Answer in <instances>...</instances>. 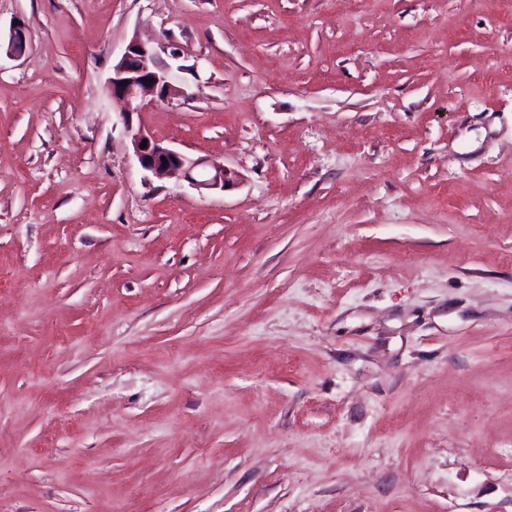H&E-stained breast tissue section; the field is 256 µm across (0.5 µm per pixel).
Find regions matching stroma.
Wrapping results in <instances>:
<instances>
[{"label": "stroma", "mask_w": 512, "mask_h": 512, "mask_svg": "<svg viewBox=\"0 0 512 512\" xmlns=\"http://www.w3.org/2000/svg\"><path fill=\"white\" fill-rule=\"evenodd\" d=\"M0 512H512V0H0ZM181 93L143 171L132 37ZM136 49H140V52H136ZM150 78H153V83H149ZM123 80H127V83H123ZM108 90L122 106L118 113L130 137L137 162L145 172L158 179L181 175L192 185L206 190L223 191L234 183L236 174L223 164L189 157L154 140L142 125L140 115L147 106L180 93L171 83L167 71L158 66L155 53L147 43L136 38L128 42L122 56L112 67ZM144 140H147V147L141 148ZM162 157L167 159V166H164ZM199 168H209L204 179H197L193 175Z\"/></svg>", "instance_id": "stroma-1"}]
</instances>
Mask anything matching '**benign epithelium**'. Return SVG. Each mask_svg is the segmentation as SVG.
Instances as JSON below:
<instances>
[{
	"instance_id": "7a95c632",
	"label": "benign epithelium",
	"mask_w": 512,
	"mask_h": 512,
	"mask_svg": "<svg viewBox=\"0 0 512 512\" xmlns=\"http://www.w3.org/2000/svg\"><path fill=\"white\" fill-rule=\"evenodd\" d=\"M27 49L26 28L14 25L6 43V53L20 57ZM112 98L118 101L122 110L125 130L130 137L133 153L140 167L153 177L163 179L181 175L199 189L225 190L231 186L236 174L223 164L202 158H192L154 140L142 123L136 121L147 106L165 101L180 93L169 78L167 71L158 66L153 49L146 43L131 39L120 59L112 67L108 81ZM147 147H141L142 143Z\"/></svg>"
}]
</instances>
